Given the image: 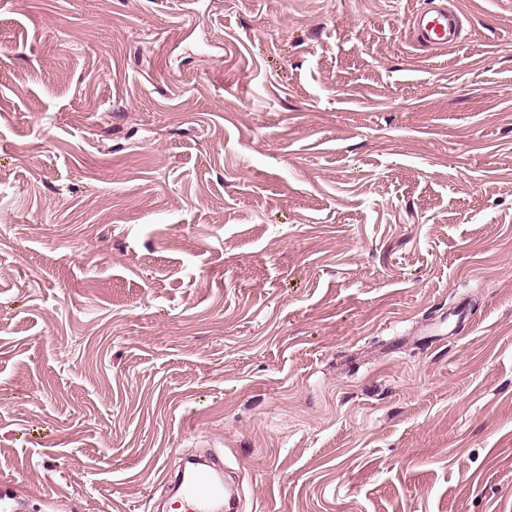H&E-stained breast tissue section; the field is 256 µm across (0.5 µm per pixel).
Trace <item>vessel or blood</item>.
I'll list each match as a JSON object with an SVG mask.
<instances>
[{"label": "vessel or blood", "instance_id": "obj_1", "mask_svg": "<svg viewBox=\"0 0 512 512\" xmlns=\"http://www.w3.org/2000/svg\"><path fill=\"white\" fill-rule=\"evenodd\" d=\"M465 23L462 11L449 7L448 0H428L411 18L417 43L441 50L465 40ZM179 490L184 512H216L217 507L231 505L223 484L205 475L181 480Z\"/></svg>", "mask_w": 512, "mask_h": 512}]
</instances>
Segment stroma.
I'll list each match as a JSON object with an SVG mask.
<instances>
[{
    "instance_id": "1",
    "label": "stroma",
    "mask_w": 512,
    "mask_h": 512,
    "mask_svg": "<svg viewBox=\"0 0 512 512\" xmlns=\"http://www.w3.org/2000/svg\"><path fill=\"white\" fill-rule=\"evenodd\" d=\"M0 0V506L512 512V10ZM427 6L411 17L418 44L435 49H447L466 39L463 12L448 6L447 0H426ZM179 490L175 503H182L184 512H218L216 506L221 502L220 508L223 506L226 512L234 511L231 507V498L226 495V486L224 492L223 484L211 477L205 475H196L187 479L183 477Z\"/></svg>"
}]
</instances>
